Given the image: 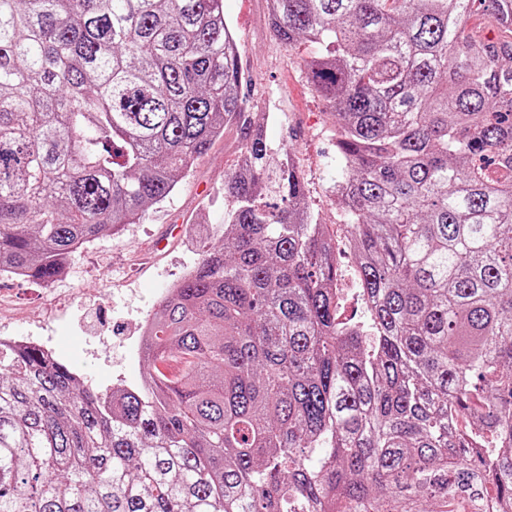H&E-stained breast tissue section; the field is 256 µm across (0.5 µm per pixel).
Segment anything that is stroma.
Here are the masks:
<instances>
[{
    "label": "stroma",
    "mask_w": 512,
    "mask_h": 512,
    "mask_svg": "<svg viewBox=\"0 0 512 512\" xmlns=\"http://www.w3.org/2000/svg\"><path fill=\"white\" fill-rule=\"evenodd\" d=\"M224 16L241 46L250 103H268L274 111L264 121L273 156L296 154L308 202L341 247V314L363 316L345 224L329 192L343 163L328 133L332 118L302 66L316 47L304 42L292 52L282 49L272 38L265 0H224ZM238 155L237 136L227 132L164 202L119 234L86 244L52 283L0 275V336L28 335L54 344L58 359L95 391L139 387L147 362H129L127 353L168 288L199 262L202 240L192 226L206 224L223 233L224 175Z\"/></svg>",
    "instance_id": "35a3bbf8"
}]
</instances>
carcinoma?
Returning a JSON list of instances; mask_svg holds the SVG:
<instances>
[{
  "instance_id": "cac0c4a2",
  "label": "carcinoma",
  "mask_w": 512,
  "mask_h": 512,
  "mask_svg": "<svg viewBox=\"0 0 512 512\" xmlns=\"http://www.w3.org/2000/svg\"><path fill=\"white\" fill-rule=\"evenodd\" d=\"M266 2L281 47H319L364 318L246 111L224 0H0V273L49 283L227 129L242 155L146 385L0 346V512H512V0Z\"/></svg>"
}]
</instances>
